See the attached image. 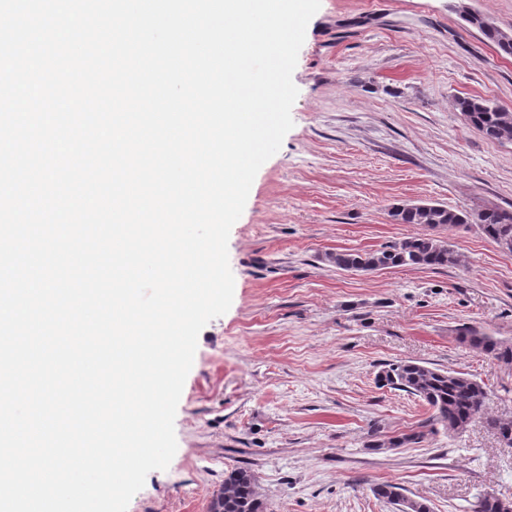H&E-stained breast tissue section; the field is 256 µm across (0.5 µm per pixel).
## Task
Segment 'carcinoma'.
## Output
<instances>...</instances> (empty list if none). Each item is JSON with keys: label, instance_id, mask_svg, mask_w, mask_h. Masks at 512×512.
Listing matches in <instances>:
<instances>
[{"label": "carcinoma", "instance_id": "1", "mask_svg": "<svg viewBox=\"0 0 512 512\" xmlns=\"http://www.w3.org/2000/svg\"><path fill=\"white\" fill-rule=\"evenodd\" d=\"M465 19L478 28L500 53L512 56L511 34L501 31L477 13L468 12ZM455 106L468 124L487 139L498 142L505 140L507 112L502 108L485 99L470 96L457 98ZM388 216L396 224H421L432 230L474 224L496 244H512V211L505 209L487 208L473 215L440 204L406 203L391 207ZM326 259L336 268L351 273L394 267L439 269L457 264V255L452 246L430 233L375 251L332 252L326 255ZM456 338L460 343L506 366H512L511 341L465 325L456 329ZM377 382L383 387L418 397L429 407L431 415L420 424L419 429L402 433L387 442L377 440V432L371 431V440L367 441L366 447L375 451L419 444L436 425L442 426L450 435L459 434L482 414L488 397L486 387L465 373L432 369L412 360L385 364L377 374ZM490 425L503 446L512 448V420L495 419L490 421ZM373 493L378 499L397 506L398 512H430L424 503L405 497L397 484H378L373 488ZM501 504V499L483 494L471 504L470 512H504ZM209 512H265L264 503L258 496L255 476L242 468L227 473L224 484L212 498Z\"/></svg>", "mask_w": 512, "mask_h": 512}]
</instances>
